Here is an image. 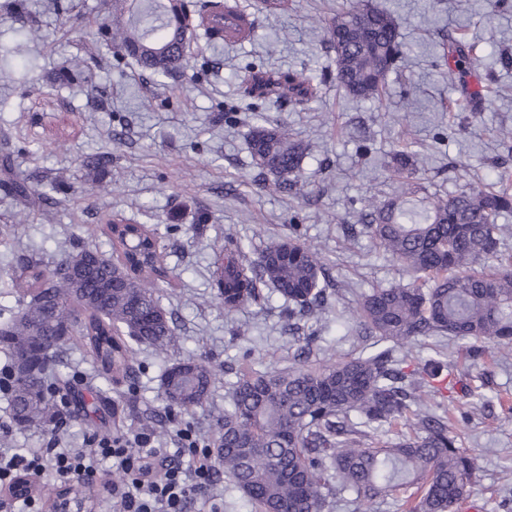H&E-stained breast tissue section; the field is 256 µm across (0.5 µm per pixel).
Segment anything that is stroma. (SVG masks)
Listing matches in <instances>:
<instances>
[{
    "instance_id": "35a3bbf8",
    "label": "stroma",
    "mask_w": 512,
    "mask_h": 512,
    "mask_svg": "<svg viewBox=\"0 0 512 512\" xmlns=\"http://www.w3.org/2000/svg\"><path fill=\"white\" fill-rule=\"evenodd\" d=\"M40 30L23 40L12 18L0 13V52L11 51L14 81L0 79V182L19 176L47 191L52 179L67 180L53 207L22 210L0 196V223L20 219L15 248L0 243V282L7 280L15 249L53 264L62 253L85 246L103 253L111 245L101 216L118 213L158 228V244L170 283L161 302L178 317V336L166 351L135 348L134 389L106 379L80 346L66 352L65 370L77 389L100 390L120 416L119 431L139 428L146 413L163 414L162 365L196 356L210 363L216 381L209 404L188 415L197 428L216 431L215 416L228 397L236 370L281 369L295 365L299 341L288 330L283 299L266 292L260 303L228 317L215 296L212 263L227 238L264 247L297 236L321 252L337 293L326 310L308 320L302 334L317 333L320 348L310 361L332 363L351 352L377 353L384 343L358 340L354 307L361 293L402 281L403 275L375 243L349 227L372 198L396 190L392 155L405 148L418 161L427 194L445 195L477 179H493L497 167H512V0H364L395 15L403 55L389 73L380 100H355L336 82V56L327 43L326 22L343 0H292L287 11H256V0H240L253 13L251 39L207 48L215 66L206 79L185 75L159 85L132 64L97 70L109 103L90 110L82 87H53L47 77L64 61L83 56L105 14L101 0H74L78 19L57 20L52 0H29ZM467 36L472 61L463 81L444 75L443 35ZM250 64L294 69L308 66L325 80L304 111L245 98L237 76ZM476 91L473 99L462 96ZM237 119L223 121L226 111ZM256 112L288 127L312 146L303 162L310 184L288 196L265 188L254 167L247 134ZM126 144L114 148L113 131ZM96 152L112 155L103 175L85 171L82 161ZM180 209L179 231L160 226ZM206 223H197L198 213ZM392 355L416 368L441 355L452 363L455 406L451 417L463 448L486 456L471 493L458 512H512V356L487 348L473 356L467 344L430 336L394 347ZM488 402L478 413L461 415L472 390ZM186 512H254L242 492L226 479L213 490L194 493Z\"/></svg>"
}]
</instances>
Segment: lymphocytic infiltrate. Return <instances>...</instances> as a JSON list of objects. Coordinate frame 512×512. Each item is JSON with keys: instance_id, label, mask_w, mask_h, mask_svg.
Listing matches in <instances>:
<instances>
[{"instance_id": "lymphocytic-infiltrate-1", "label": "lymphocytic infiltrate", "mask_w": 512, "mask_h": 512, "mask_svg": "<svg viewBox=\"0 0 512 512\" xmlns=\"http://www.w3.org/2000/svg\"><path fill=\"white\" fill-rule=\"evenodd\" d=\"M176 438L177 451L189 456L191 468L175 462L155 467L161 451L155 448L151 432L144 429L91 438L82 451L59 447L53 437L35 451L0 448V512H44L45 503L38 494L21 500L12 495L19 478H37L51 470L64 481L84 482L95 476L102 461L111 462L120 473L119 479L105 487L114 512H183L197 485L212 479V450L193 427L177 430Z\"/></svg>"}]
</instances>
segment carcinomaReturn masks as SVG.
<instances>
[{
	"label": "carcinoma",
	"instance_id": "obj_1",
	"mask_svg": "<svg viewBox=\"0 0 512 512\" xmlns=\"http://www.w3.org/2000/svg\"><path fill=\"white\" fill-rule=\"evenodd\" d=\"M106 17L94 44H110L116 57L131 60L155 82L185 74L184 47L214 15L235 11L232 0H103ZM21 31L33 30L24 0H11ZM328 43L336 53V80L357 100H373L401 55L398 24L391 13L352 0L329 20ZM446 76L454 83L467 61L464 37H448ZM93 50L54 75L63 86L86 83L92 101L107 88L89 83ZM315 77L301 70H267L250 65L240 76L245 96L275 98L304 109ZM248 149L253 165L283 191L301 182L310 147L287 130L254 113ZM414 154H393L399 178L395 196L373 202L357 221L384 257L408 277L406 283L373 288L361 295L354 318L358 328L380 341L400 345L426 336H448L474 344L492 343L512 352V256L502 257L505 228L498 218L512 212V169L497 172L490 185L472 184L448 196L425 197L422 206L407 196L421 187ZM112 154L83 160L88 172L104 173ZM0 186L18 201L30 195L28 182ZM101 223L112 254L79 247L55 266L85 264L79 282L63 276L49 280L42 259H20L13 281L17 311L0 319V348L6 367L17 354L55 342L83 346L115 382L135 384L129 356L135 343L164 349L175 334V320L161 303L166 271L154 248L156 232L120 214ZM216 297L231 316L257 302L271 288L288 301V319L307 321L328 304L326 263L314 248L292 236L253 251L230 239L213 262ZM65 331L68 336L57 339ZM443 363L425 361L410 373L393 364L389 351L359 353L332 364L304 362L282 370H246L231 384L216 448L218 471L251 502L255 512H325L334 496L351 491L361 502L418 485L405 501L407 512H455L468 496L481 456L458 446L448 417L430 408L429 388ZM215 383L214 369L187 357L161 375L166 411L172 417L206 405ZM70 382L49 367L28 382L12 378L6 392L13 421L28 427L51 421L50 397L68 402Z\"/></svg>",
	"mask_w": 512,
	"mask_h": 512
}]
</instances>
